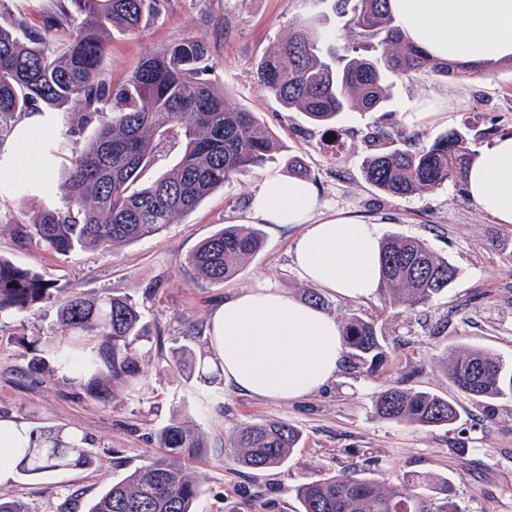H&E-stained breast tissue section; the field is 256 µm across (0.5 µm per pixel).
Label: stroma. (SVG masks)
<instances>
[{
	"label": "stroma",
	"instance_id": "1",
	"mask_svg": "<svg viewBox=\"0 0 512 512\" xmlns=\"http://www.w3.org/2000/svg\"><path fill=\"white\" fill-rule=\"evenodd\" d=\"M336 0H148L141 36L111 31L108 67L125 80L150 50L195 35L210 49L212 80L231 103L258 112L285 150L264 166L225 183L193 213L157 234L107 253L77 250L61 256L20 243L13 224L55 207L41 186L59 180L62 159L47 162L40 186L13 190L0 180V256L40 273L56 287L88 294L115 291L140 303L160 327L161 345L146 353L136 393L101 402L87 391L32 363L35 350L56 334L54 309L33 308L0 318V418L34 435L66 427L94 451L91 466L46 475H16L0 497L27 512H86L105 486L158 455L156 432L185 419L205 433L210 451L190 461L200 484L195 512H300L294 489L323 474L376 464L379 478L406 481L426 473L447 478L460 512H512V397L476 401L457 391L444 369L462 347H481L512 369V224H497L454 186L431 194L393 198L369 184L363 162L376 127L432 139L468 127L471 149L512 134V65L501 64L465 80L419 72L394 79L378 112H347L336 125L315 126L284 109L254 80L256 61L298 21L327 19L330 44L347 32ZM300 155L325 213L378 223L381 234L424 238L460 274L447 292L415 310L389 304L383 294L361 303L325 294L337 319L376 323L386 357L374 373L343 367L328 389L297 401L274 402L225 388L223 378L202 380L178 368L182 349L209 354V318L234 291L268 279L306 299L312 286L296 273L291 249L299 227L264 225L265 242L252 264L221 285L190 280L188 255L227 224L251 221L250 200L266 174L286 172L287 154ZM430 390L453 397L460 419L452 428L413 427L379 417L376 393L385 386ZM274 418L295 427L301 441L282 468L257 472L217 456L239 424Z\"/></svg>",
	"mask_w": 512,
	"mask_h": 512
}]
</instances>
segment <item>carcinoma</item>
<instances>
[{
    "label": "carcinoma",
    "mask_w": 512,
    "mask_h": 512,
    "mask_svg": "<svg viewBox=\"0 0 512 512\" xmlns=\"http://www.w3.org/2000/svg\"><path fill=\"white\" fill-rule=\"evenodd\" d=\"M388 0H338L347 42L327 46L324 18L297 23L288 38L256 63L258 86L314 125L336 123L344 112H378L388 97L389 79L422 70L463 80L451 61H437L408 42L387 7ZM146 0H56L35 29L3 11L0 0V141L26 112L51 113L78 106L79 124H96L79 150H70L76 129L45 145L49 158L66 157L57 184L61 209L44 208L14 225L18 240L66 255L79 249L107 253L156 234L195 211L224 183L263 164L282 149L278 136L257 113L228 102L224 88L205 77L211 70L206 43L185 37L145 54L121 84L106 74L107 36L112 29L141 33ZM68 33L64 43L58 32ZM179 139L180 160L151 184L139 187L152 163L156 143ZM365 160L367 182L388 196L405 198L452 184L462 187L471 150L463 129H450L425 145L411 140L398 148L390 133ZM264 244L261 229L226 224L187 257L189 276L220 285L237 276ZM458 269L439 257L425 239L389 235L381 241V280L389 299L414 310L445 292ZM55 285L30 269L0 257V317L38 304L56 307L58 335L47 352L54 365L70 369L66 380L107 399L111 388L137 389L141 351L160 339L139 304L116 292L87 295L72 289L57 295ZM352 368L372 371L383 357L376 324L358 316L341 322ZM462 393L491 400L512 395V370L481 348H463L445 365ZM377 413L411 426L441 427L457 419L455 404L426 391L387 387L378 392ZM164 455L109 483L87 512H194L196 478L182 460L208 452L202 433L172 421L157 431ZM300 435L285 421L257 419L225 439L224 458L254 471L288 463ZM18 470L38 475L90 464L86 439L60 427L21 449ZM434 478L391 483L356 469L324 474L300 484L301 512H459L448 482L438 496L426 494Z\"/></svg>",
    "instance_id": "carcinoma-1"
}]
</instances>
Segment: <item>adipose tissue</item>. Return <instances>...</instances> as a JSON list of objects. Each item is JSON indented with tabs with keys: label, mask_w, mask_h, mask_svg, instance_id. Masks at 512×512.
Segmentation results:
<instances>
[{
	"label": "adipose tissue",
	"mask_w": 512,
	"mask_h": 512,
	"mask_svg": "<svg viewBox=\"0 0 512 512\" xmlns=\"http://www.w3.org/2000/svg\"><path fill=\"white\" fill-rule=\"evenodd\" d=\"M409 41L430 58L481 73L512 60V0H389ZM46 117L31 116L17 130L7 173L32 180ZM468 197L495 223L512 224V135L498 137L472 157ZM317 193L307 181L266 175L251 212L268 224H299L293 247L304 281L352 300L375 296L381 282L380 228L348 217L316 218ZM210 362L235 392L274 401L305 398L335 382L347 349L335 316L275 288L266 279L225 297L210 316ZM29 429L0 419V485L12 481Z\"/></svg>",
	"instance_id": "obj_1"
}]
</instances>
